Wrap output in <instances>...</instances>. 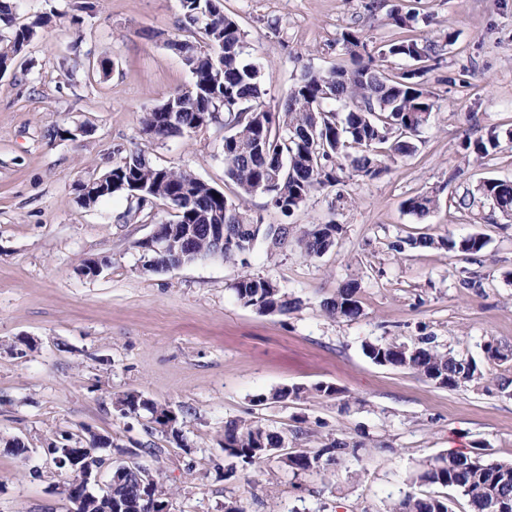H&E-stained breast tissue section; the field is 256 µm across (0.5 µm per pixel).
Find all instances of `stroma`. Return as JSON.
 <instances>
[{
  "mask_svg": "<svg viewBox=\"0 0 512 512\" xmlns=\"http://www.w3.org/2000/svg\"><path fill=\"white\" fill-rule=\"evenodd\" d=\"M370 1L223 0L247 33L250 60L265 69L273 108L306 68H353L337 43L343 31H358L372 52L398 37L385 21L393 6L415 10L417 35L444 45L426 63L434 110L414 155L389 161L377 179L321 189L289 217L264 195L252 198L265 224L343 227L336 247L315 258L293 249L271 263L255 244L247 270L300 303L280 315L243 306L232 285L244 269L224 259L145 270L139 243L169 219L170 205L145 216L129 213L122 192L90 207L79 199V182L136 148L235 196L223 123L161 141L142 133L145 109L191 82L166 46L188 36L180 0H101L77 26L74 0H25L21 17L52 8L59 16L0 75V512H70L42 454L67 432L112 437V458L120 445L157 447L151 464L169 512H388L410 492V474L441 453L480 447L489 460H512V358L491 363L483 353L490 340L512 348V222L487 203L458 205L484 180L512 181V148L483 158L463 148L512 131V0H375L374 11ZM79 124L86 134H55ZM423 193L435 208L408 213L404 201ZM474 234L488 240L477 254L390 248ZM86 260L103 262L98 277L78 273ZM352 280L361 316L328 317L323 301ZM426 335L475 359L485 379L448 390L375 365L362 350ZM317 383L338 388L337 398L256 402L277 387ZM129 391L179 410L183 443L148 432L146 418L121 417L112 401ZM253 416L278 431L306 419L313 433L301 447L339 437L362 442L361 459L297 477L275 462L257 473L233 467L224 424ZM13 438L33 449L31 461L5 453ZM35 463L41 475L31 473Z\"/></svg>",
  "mask_w": 512,
  "mask_h": 512,
  "instance_id": "1",
  "label": "stroma"
}]
</instances>
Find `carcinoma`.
Instances as JSON below:
<instances>
[{
	"label": "carcinoma",
	"mask_w": 512,
	"mask_h": 512,
	"mask_svg": "<svg viewBox=\"0 0 512 512\" xmlns=\"http://www.w3.org/2000/svg\"><path fill=\"white\" fill-rule=\"evenodd\" d=\"M19 0H0V70L8 71L15 57L59 16L55 11L38 14L26 24L17 22ZM180 26L192 31L194 39H174L167 47L192 75L189 86L176 90L163 104L145 110L142 131L151 139H166L193 133L224 119V174L237 187L229 199L223 192L183 169L153 164L140 151H134L107 171L109 194L124 192L130 210L143 211L158 201L175 210L174 219L159 223L160 231L172 244L164 254L152 253L145 268L158 270L175 264H189L217 253L215 228L224 226V261L246 265L244 255L263 239L270 257L296 246L307 257H320L336 246L342 225L264 224L254 219L248 201L260 193L281 214L290 216L305 205L310 196L333 187L346 178L373 180L387 171L382 157L410 156L417 151L413 136L428 124L434 104L423 86L425 70L419 63L436 59L441 45L413 37L394 39L374 55L355 30L341 33L337 43L356 59L355 67L320 71L306 69L289 88L286 99L276 109L263 101V66L245 59L247 33L238 20L224 12L220 0H180ZM418 14L393 8L387 24L410 29ZM408 63L393 72L384 67L387 59ZM177 114L166 123L163 113ZM500 148L496 136L467 141L465 149L485 157ZM480 198L512 219V182L487 179L477 188ZM408 212L423 217L436 207V199L419 194L404 202ZM417 248L442 247L451 252L475 254L487 240L481 235L435 240L431 237L398 240L391 248L404 245ZM236 298L260 313L286 315L299 308L288 299L279 284L248 272L233 284ZM358 283L350 281L336 297L323 303L325 313L334 319H355L362 307ZM365 356L374 364L403 368L435 384L456 389L477 383L484 377L477 362L442 350L435 337L424 336L408 345L395 340L367 342ZM340 391L327 384L311 387L283 386L257 399L284 403L305 395L335 398ZM114 407H125L136 415L148 414V429L155 430L156 414L166 406L128 392L115 399ZM291 435L271 429L256 417L224 423V456L248 469L274 461L294 475L320 473L345 458L360 460L363 443L334 439L311 451L282 452L284 444L297 442L309 434L306 420H297ZM116 448L117 453L139 458L129 472L112 485V501L139 498L145 493L146 471L142 461L154 456L155 449L139 443L133 448L114 445L106 435H92L79 451L90 448ZM412 484L439 485L459 491L473 512H489L496 496L512 502V462H489L483 453H443L410 476ZM390 512H449L448 498L440 495L407 493Z\"/></svg>",
	"instance_id": "carcinoma-1"
}]
</instances>
